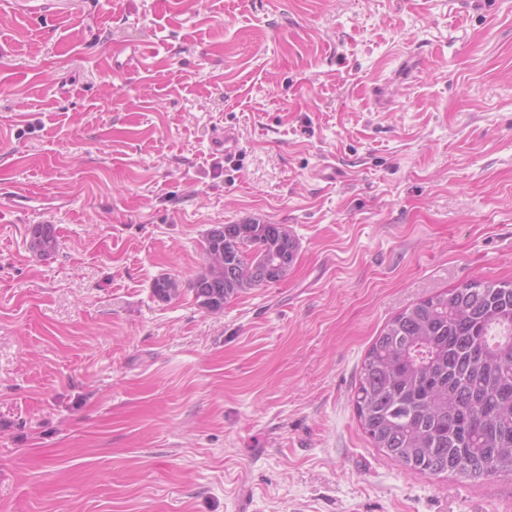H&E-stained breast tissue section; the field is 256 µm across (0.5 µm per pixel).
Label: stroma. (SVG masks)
I'll use <instances>...</instances> for the list:
<instances>
[{
	"mask_svg": "<svg viewBox=\"0 0 512 512\" xmlns=\"http://www.w3.org/2000/svg\"><path fill=\"white\" fill-rule=\"evenodd\" d=\"M249 220L293 264L199 307ZM470 281H512V0L0 7V512H512L352 403L385 323ZM212 144L216 151L224 152V160L226 161L240 151L239 133L231 126H224V129H215ZM30 248L38 253L35 248L36 243L54 252L57 244V236L54 225L51 224H37L34 225L30 231Z\"/></svg>",
	"mask_w": 512,
	"mask_h": 512,
	"instance_id": "35a3bbf8",
	"label": "stroma"
}]
</instances>
